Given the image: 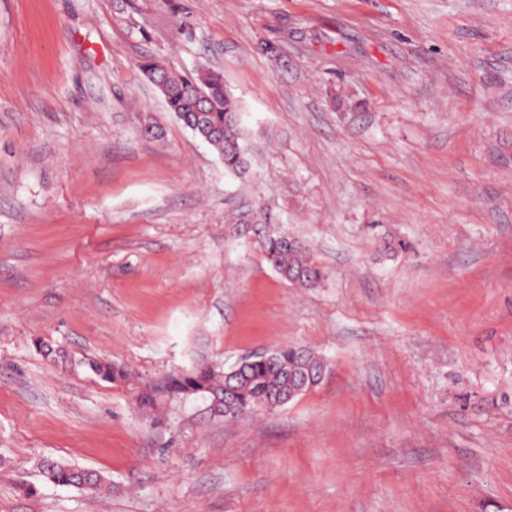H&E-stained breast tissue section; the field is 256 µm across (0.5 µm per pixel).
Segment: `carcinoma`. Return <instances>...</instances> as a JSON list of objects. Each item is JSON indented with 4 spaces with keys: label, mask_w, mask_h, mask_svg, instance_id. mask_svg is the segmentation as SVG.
I'll use <instances>...</instances> for the list:
<instances>
[{
    "label": "carcinoma",
    "mask_w": 512,
    "mask_h": 512,
    "mask_svg": "<svg viewBox=\"0 0 512 512\" xmlns=\"http://www.w3.org/2000/svg\"><path fill=\"white\" fill-rule=\"evenodd\" d=\"M141 71L150 83L156 85L173 117L208 142L224 162L225 171L236 176L247 173L249 144L241 107L224 87L221 73L200 68L180 74L156 60L145 61ZM243 214L245 223L254 225L260 248L282 281L302 288L319 285L324 272L311 257L309 249L290 234L285 225L274 223L267 208H249ZM75 365L111 383L127 377L125 370L101 359L84 357ZM225 372L224 366L201 355L191 368L169 374L142 390L138 394L139 404L151 413L158 410L163 397L200 396L214 404L216 415L240 419L259 410L280 407L274 398L288 397V389L296 379L303 381L299 395L314 390L321 383L325 363L306 346H278L270 351V357L254 358L244 365L227 396L224 395ZM37 468L44 481L55 485L90 491L108 489L101 473L78 469L62 459L44 458Z\"/></svg>",
    "instance_id": "cac0c4a2"
}]
</instances>
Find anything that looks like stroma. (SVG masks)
Returning <instances> with one entry per match:
<instances>
[{
	"instance_id": "35a3bbf8",
	"label": "stroma",
	"mask_w": 512,
	"mask_h": 512,
	"mask_svg": "<svg viewBox=\"0 0 512 512\" xmlns=\"http://www.w3.org/2000/svg\"><path fill=\"white\" fill-rule=\"evenodd\" d=\"M148 58L223 73L245 177ZM253 206L318 287L231 236ZM289 343L327 369L283 407L137 402ZM0 512H512V0H0ZM245 221L253 224L260 248L279 278L302 288H315L325 274L310 255L309 249L288 232L284 224H275L267 208L256 207L242 211ZM78 367L84 368L94 375L98 376L101 380L107 382L123 381L127 377V372L122 368L112 364V362L84 357L75 362ZM37 468L44 481L55 485L86 488L89 491L109 489L101 473L78 469L62 459L44 458L38 462Z\"/></svg>"
}]
</instances>
